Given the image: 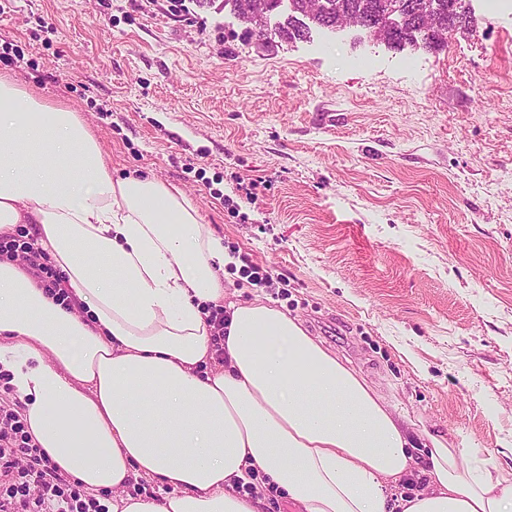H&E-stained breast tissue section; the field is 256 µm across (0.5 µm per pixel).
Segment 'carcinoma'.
<instances>
[{
	"label": "carcinoma",
	"mask_w": 512,
	"mask_h": 512,
	"mask_svg": "<svg viewBox=\"0 0 512 512\" xmlns=\"http://www.w3.org/2000/svg\"><path fill=\"white\" fill-rule=\"evenodd\" d=\"M224 4L231 6V12L245 24L243 37L256 40L258 45L266 44L274 33L299 40L314 28L332 30L336 17L345 14L358 21L385 15L393 18L392 28L383 39V43L391 48L421 43L426 48L434 49L438 43L430 22L448 23V0H327L326 10L308 21L304 18L306 0H268L271 15L285 12L287 19L257 39L251 29V15L257 0H224Z\"/></svg>",
	"instance_id": "carcinoma-1"
}]
</instances>
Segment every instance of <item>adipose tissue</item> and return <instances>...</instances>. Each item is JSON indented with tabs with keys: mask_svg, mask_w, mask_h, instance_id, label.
Wrapping results in <instances>:
<instances>
[{
	"mask_svg": "<svg viewBox=\"0 0 512 512\" xmlns=\"http://www.w3.org/2000/svg\"><path fill=\"white\" fill-rule=\"evenodd\" d=\"M30 226L76 306L0 257V372L62 475L112 512H512V480L429 435L298 318L230 300L233 258L175 187L116 178L76 112L0 73V239ZM223 307L216 360L208 307ZM161 493L126 494L135 478ZM423 491L399 494L409 480Z\"/></svg>",
	"mask_w": 512,
	"mask_h": 512,
	"instance_id": "adipose-tissue-1",
	"label": "adipose tissue"
}]
</instances>
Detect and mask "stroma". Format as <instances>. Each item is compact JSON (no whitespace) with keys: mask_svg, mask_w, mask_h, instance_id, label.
<instances>
[{"mask_svg":"<svg viewBox=\"0 0 512 512\" xmlns=\"http://www.w3.org/2000/svg\"><path fill=\"white\" fill-rule=\"evenodd\" d=\"M436 49L244 42L220 0H8L0 71L75 110L116 177L176 186L411 434L512 466V0Z\"/></svg>","mask_w":512,"mask_h":512,"instance_id":"35a3bbf8","label":"stroma"}]
</instances>
